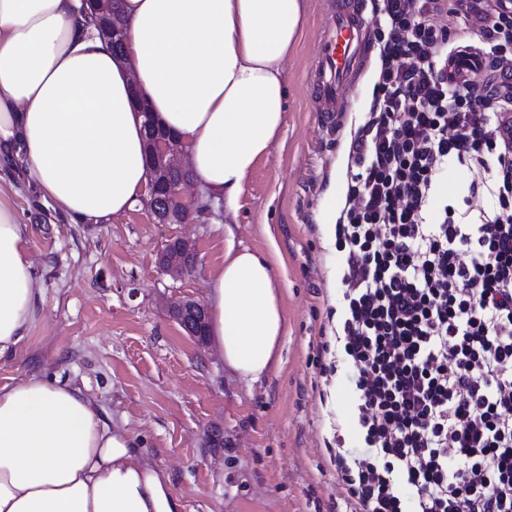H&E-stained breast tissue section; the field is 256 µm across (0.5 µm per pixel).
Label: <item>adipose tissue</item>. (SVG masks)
<instances>
[{
  "label": "adipose tissue",
  "instance_id": "obj_1",
  "mask_svg": "<svg viewBox=\"0 0 512 512\" xmlns=\"http://www.w3.org/2000/svg\"><path fill=\"white\" fill-rule=\"evenodd\" d=\"M126 54L113 56L86 0H0V164L74 223L106 222L147 182L130 77L188 149L195 182L236 219L248 176L284 121L286 61L305 0H123ZM0 187V361L37 319L26 226ZM225 364L256 380L284 334L271 265L228 247L209 294ZM167 473L133 436L61 380L0 385V512H182Z\"/></svg>",
  "mask_w": 512,
  "mask_h": 512
}]
</instances>
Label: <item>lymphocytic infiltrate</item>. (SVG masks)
I'll list each match as a JSON object with an SVG mask.
<instances>
[{
	"label": "lymphocytic infiltrate",
	"mask_w": 512,
	"mask_h": 512,
	"mask_svg": "<svg viewBox=\"0 0 512 512\" xmlns=\"http://www.w3.org/2000/svg\"><path fill=\"white\" fill-rule=\"evenodd\" d=\"M446 0H378L381 65L350 143L347 317L336 340L359 393L358 448L330 455L347 512H512V175L458 183L492 208L477 220L441 196L449 166L507 149L512 0H453L486 44L449 80ZM497 72L505 95L473 77Z\"/></svg>",
	"instance_id": "obj_1"
}]
</instances>
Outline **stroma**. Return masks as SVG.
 Instances as JSON below:
<instances>
[{
  "instance_id": "1",
  "label": "stroma",
  "mask_w": 512,
  "mask_h": 512,
  "mask_svg": "<svg viewBox=\"0 0 512 512\" xmlns=\"http://www.w3.org/2000/svg\"><path fill=\"white\" fill-rule=\"evenodd\" d=\"M335 3L306 0L287 60L284 124L247 180L236 223L157 224L138 204L104 224H76L26 186L23 165L9 173L43 301L17 356L0 361V385L35 376L79 388L167 471L184 512L346 508L326 445L337 429L347 445L360 440L350 363L334 341L332 372L319 373L311 355L345 317L336 226L356 173L350 138L375 97L380 61L371 26L341 125L327 129L308 73ZM175 238L197 247L194 271L179 279L157 263ZM230 245L269 260L285 319L281 363L254 382L227 367L216 345L184 335L168 311L179 299L206 301ZM218 430L224 444L215 447Z\"/></svg>"
}]
</instances>
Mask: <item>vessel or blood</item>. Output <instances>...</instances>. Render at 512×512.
Here are the masks:
<instances>
[{"label":"vessel or blood","instance_id":"obj_1","mask_svg":"<svg viewBox=\"0 0 512 512\" xmlns=\"http://www.w3.org/2000/svg\"><path fill=\"white\" fill-rule=\"evenodd\" d=\"M366 26L361 13L337 9L322 28L309 81L317 98L325 104H334L344 96Z\"/></svg>","mask_w":512,"mask_h":512}]
</instances>
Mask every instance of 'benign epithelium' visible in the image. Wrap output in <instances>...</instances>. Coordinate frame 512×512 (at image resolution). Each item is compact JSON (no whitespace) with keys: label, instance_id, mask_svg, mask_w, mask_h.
Listing matches in <instances>:
<instances>
[{"label":"benign epithelium","instance_id":"obj_1","mask_svg":"<svg viewBox=\"0 0 512 512\" xmlns=\"http://www.w3.org/2000/svg\"><path fill=\"white\" fill-rule=\"evenodd\" d=\"M91 7L102 38L115 55H123L128 22L118 9V0H91ZM132 96L144 117V149L148 157L147 195L142 199L144 207L157 224H181L192 214L214 216L212 203L203 204L196 198L186 197L192 176L185 146L162 128L148 102L138 95L136 84L132 87ZM196 257L197 247L193 241L176 238L162 248L158 264L177 279L191 271ZM172 313L186 335L199 344L206 343L208 311L203 304L181 301L173 306Z\"/></svg>","mask_w":512,"mask_h":512}]
</instances>
